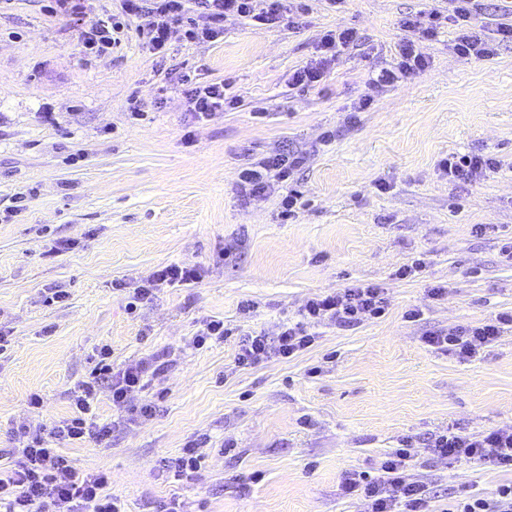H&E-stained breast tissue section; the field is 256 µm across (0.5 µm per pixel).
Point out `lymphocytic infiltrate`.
Returning <instances> with one entry per match:
<instances>
[{
	"label": "lymphocytic infiltrate",
	"mask_w": 512,
	"mask_h": 512,
	"mask_svg": "<svg viewBox=\"0 0 512 512\" xmlns=\"http://www.w3.org/2000/svg\"><path fill=\"white\" fill-rule=\"evenodd\" d=\"M123 15H148L149 23L140 36L152 54L165 57L172 38V28L185 25V37L191 41L213 42L224 32V20L229 16L253 17L263 25L282 22L288 11L285 0H268L258 7L257 0H121ZM438 11L427 18L408 16L402 21L409 37L399 47L396 66L371 73L374 86H386L423 70L428 59L421 39L433 38L442 23ZM421 31V39H413V31ZM351 29L327 31L318 45V55L292 76L293 85L313 87L319 84L342 48L357 42ZM178 82L184 87L188 110L195 118L206 119L223 108L237 104L238 99L227 96L224 83L199 85L189 74L181 72ZM303 156L294 152H277L257 161L239 175V187L249 196L272 192L276 185L287 182L302 165ZM449 178L474 182L490 177L498 169L495 159L479 154H450L440 162ZM201 271L197 264H170L153 272L134 288L136 300L151 298L161 284L192 285L198 283ZM386 298L376 285H359L309 299L294 323L279 325L276 335L225 327L223 322H206L195 336L194 345L207 340H237L235 364L250 369L273 360H287L308 351L317 338L316 324L328 321L339 329H348L365 320L384 315ZM512 329V312H504L478 325H458L448 331L426 336V343L438 350L467 359L479 349L492 344L506 329ZM98 362L86 380L72 393V415L58 420L48 428L17 425L14 431L15 448L10 449L11 462L0 466V512H125L120 499L107 491L110 476L106 472L82 474L70 459L59 453L61 443L76 444L93 438L107 440L111 425H97L94 409L101 388H109L112 403L124 406L132 396L142 391L147 378L163 372L167 366L162 357L141 360L116 369L112 366L110 347H101ZM431 456L449 463L467 461L491 465L512 471V428L493 429L477 434H461L443 430L427 439ZM411 439H404L399 448L388 453L379 472L352 471L340 484V493L354 497L367 507V512H512V482L501 484L492 496L478 494L449 496L437 503L434 492L413 472L414 456Z\"/></svg>",
	"instance_id": "1"
}]
</instances>
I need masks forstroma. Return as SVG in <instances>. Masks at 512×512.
I'll use <instances>...</instances> for the list:
<instances>
[{
    "instance_id": "35a3bbf8",
    "label": "stroma",
    "mask_w": 512,
    "mask_h": 512,
    "mask_svg": "<svg viewBox=\"0 0 512 512\" xmlns=\"http://www.w3.org/2000/svg\"><path fill=\"white\" fill-rule=\"evenodd\" d=\"M293 23L230 17L214 43L175 32L166 59L132 18L110 53L77 47V19L50 0H0V448L24 419L50 426L73 411L70 391L101 346L122 367L166 351L167 371L131 403L157 393L155 416L133 423L108 393L98 422L109 440L63 445L85 472L112 475L127 512L173 497L187 512H364L339 495L347 472L378 470L414 437V472L437 495L495 491L512 472L433 459L422 441L448 428L470 434L512 425V332L462 360L427 346L429 333L512 311V44L493 58L455 49L456 26L426 41L429 65L375 90L393 66L405 17L429 0H292ZM359 40L320 85L291 76L317 56L322 35ZM199 82H230L239 102L206 120L186 110L167 66ZM372 105L345 123L359 100ZM138 102L143 115L128 107ZM301 152L302 205L281 214L287 186L241 194L240 171L278 150ZM451 153L496 159L494 177L464 184L439 167ZM485 225L477 233L476 225ZM412 279L394 272L414 259ZM174 262L202 269L194 285H166L129 311L136 283ZM356 284L385 291V317L315 328V346L287 361L236 368V346L192 340L206 321L272 332L310 298ZM434 286L447 287L441 299ZM61 290L64 301L46 303ZM252 301L251 317L240 306ZM419 320H407L411 309ZM43 403L31 407V394ZM201 440L190 481L163 470ZM234 442L230 454L219 448Z\"/></svg>"
}]
</instances>
